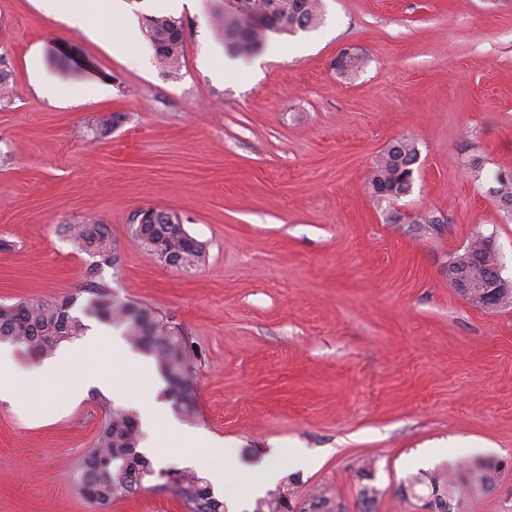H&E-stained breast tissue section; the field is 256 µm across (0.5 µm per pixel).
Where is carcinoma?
I'll return each instance as SVG.
<instances>
[{
    "label": "carcinoma",
    "mask_w": 512,
    "mask_h": 512,
    "mask_svg": "<svg viewBox=\"0 0 512 512\" xmlns=\"http://www.w3.org/2000/svg\"><path fill=\"white\" fill-rule=\"evenodd\" d=\"M323 16V0H240L235 12L224 13V49L238 57L256 53L272 34H295L317 26ZM145 28L156 58L168 70L179 67L183 55V24L170 15L145 18ZM418 149L408 138L396 140L386 151L372 173L370 184L381 186L382 198H397L411 186ZM489 188L496 201L512 203V175L493 176ZM151 222L136 224L132 235L146 251L173 262L177 267H190L202 257V244L190 236L178 217L162 210L150 209ZM78 246L88 252L108 255L112 240L103 224H78L71 230ZM74 298H26L13 305L0 306V343L19 350L47 356L63 342L83 334L85 324L73 314ZM112 325L125 328L131 345L151 354L167 381L166 395L187 415L192 414L191 393L193 352L183 334L165 323L146 307L112 300L104 289L93 291L84 308ZM104 416L96 435L95 447L89 451L76 472L79 495L96 506L135 495L146 481L165 487L163 475L178 473V491L186 501L188 512H226L224 501L214 495L210 484L193 470L155 469L139 450L144 439L138 417L133 411L103 399L99 400ZM491 467L478 462L458 463L450 470L420 472L406 480L408 492L402 498L429 495L444 499L450 512H465L463 483L477 484L485 491L491 486ZM379 491L364 484L359 490L361 512H375ZM288 491H280L256 502L255 512H282Z\"/></svg>",
    "instance_id": "carcinoma-1"
}]
</instances>
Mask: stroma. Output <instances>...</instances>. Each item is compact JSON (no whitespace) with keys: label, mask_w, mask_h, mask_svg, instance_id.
Here are the masks:
<instances>
[{"label":"stroma","mask_w":512,"mask_h":512,"mask_svg":"<svg viewBox=\"0 0 512 512\" xmlns=\"http://www.w3.org/2000/svg\"><path fill=\"white\" fill-rule=\"evenodd\" d=\"M68 8L0 0V304L82 305L104 288L181 328L194 411L157 425L155 467L204 457L201 428L247 466L306 449L309 464L279 481L292 512H315L320 492L358 512L364 469L376 512H417L399 486L421 450L449 444L447 469L459 447L487 443L492 485L466 512H512V303L478 308L444 273L488 236L512 278V220L489 192L512 171V0H324L317 28L270 36L260 67L243 57L226 72L211 62L224 0L199 13L100 0V23L139 29L127 54L69 25ZM168 12L184 27L173 73L141 32ZM344 51L356 72L334 67ZM402 137L418 149L411 188L377 198L371 173ZM150 208L202 244L196 266L132 242ZM420 212L448 221L425 232L409 222ZM90 218L109 230V259L69 237ZM104 396L52 390L39 422L0 401V512H187L169 490L104 508L79 495Z\"/></svg>","instance_id":"obj_1"}]
</instances>
